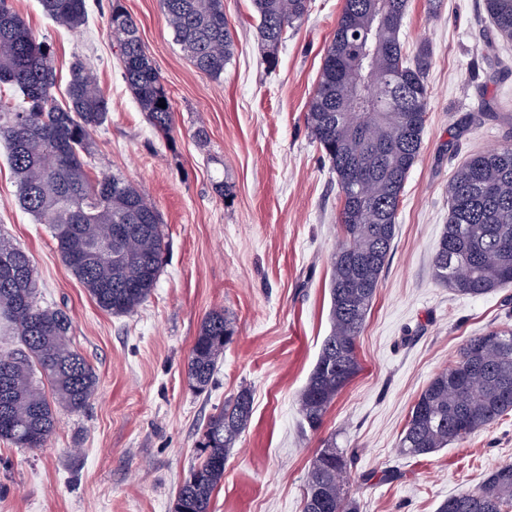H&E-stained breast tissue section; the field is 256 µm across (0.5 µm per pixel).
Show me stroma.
<instances>
[{
	"mask_svg": "<svg viewBox=\"0 0 512 512\" xmlns=\"http://www.w3.org/2000/svg\"><path fill=\"white\" fill-rule=\"evenodd\" d=\"M116 1L137 21L160 73L172 107L168 134L152 126L123 80L108 28ZM12 5L52 43L60 76L76 60L91 64L110 111L92 133L87 169L122 175L145 192L166 249L144 304L118 316L99 309L46 225L21 209L0 143V237L30 254L41 301L71 317L74 345L98 376L85 409L59 411L43 447L0 441V512H173L209 415L244 387L252 417L210 512H302L311 462L331 437L353 454L348 490L359 512H436L512 463V413L418 459L398 449L419 394L466 340L512 327V285L471 297L432 275L457 166L512 144V43L488 45L480 0H442L436 14L428 0H409L404 48L431 58L422 149L358 340L360 371L314 432L303 425L298 396L331 329V262L344 234L341 191L305 114L343 0H312L272 69L251 0H224L235 51L217 80L176 44L159 0H88V20L74 31L57 26L39 0ZM485 99L499 103L497 115L466 126ZM218 181L224 193L215 191ZM215 310L234 337L200 393L188 383L187 359Z\"/></svg>",
	"mask_w": 512,
	"mask_h": 512,
	"instance_id": "obj_1",
	"label": "stroma"
}]
</instances>
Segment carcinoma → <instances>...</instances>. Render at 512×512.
Masks as SVG:
<instances>
[{"label": "carcinoma", "mask_w": 512, "mask_h": 512, "mask_svg": "<svg viewBox=\"0 0 512 512\" xmlns=\"http://www.w3.org/2000/svg\"><path fill=\"white\" fill-rule=\"evenodd\" d=\"M409 0H344L325 49L306 123L328 158L343 196L339 221L345 235L329 281L331 332L299 394L305 424L318 430L337 395L360 370L357 339L364 329L380 275L396 235L405 181L423 144L430 59L409 57L400 38ZM60 26L77 29L88 18L86 0H41ZM490 39L512 41V0H482ZM260 18L266 64L278 63L286 29L301 23L311 0H252ZM162 13L193 66L218 79L234 55L224 0H160ZM120 50L122 76L154 128L171 129L172 110L139 27L115 3L108 18ZM54 53L0 0V85L18 91L22 104L0 103V141L18 183V200L37 223L52 229L56 249L103 311L128 314L155 288L165 250L161 219L145 194L120 175L91 179L85 157L91 131L102 125L109 101L91 68L70 70L67 102H54ZM165 107H159V104ZM59 151L57 163L49 155ZM117 224L138 231L125 240ZM465 264L462 278L453 267ZM0 329L20 348L0 353V440L39 448L52 434L57 409L82 411L98 376L71 343L72 320L37 301L38 276L30 256L0 238ZM434 277L463 295L483 296L512 284V147L466 159L448 186V224L432 261ZM224 312L201 323L187 360L189 385L211 382L231 341ZM512 411V328L471 337L458 360L436 374L413 405L399 441L408 457H421L461 441ZM252 415L242 388L211 414L199 440V462L180 486L174 512H210L224 482V463ZM348 456L331 437L314 458L303 512H358L345 474ZM437 512H512V463L498 466L476 491L443 501Z\"/></svg>", "instance_id": "obj_1"}]
</instances>
